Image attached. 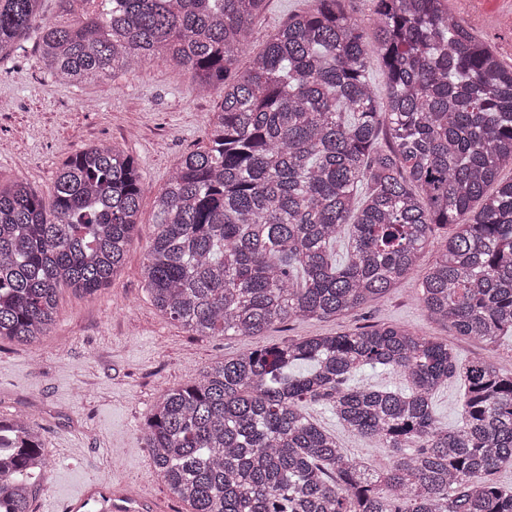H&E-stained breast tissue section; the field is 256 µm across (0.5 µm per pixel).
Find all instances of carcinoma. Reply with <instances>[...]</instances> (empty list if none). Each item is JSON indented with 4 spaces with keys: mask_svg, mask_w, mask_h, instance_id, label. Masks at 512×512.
Instances as JSON below:
<instances>
[{
    "mask_svg": "<svg viewBox=\"0 0 512 512\" xmlns=\"http://www.w3.org/2000/svg\"><path fill=\"white\" fill-rule=\"evenodd\" d=\"M0 0V53L37 34L68 83L158 54L220 111L205 145L154 193L144 263L154 306L195 336H262L276 324L349 314L413 274L428 318L482 343L462 363L404 324L290 339L225 358L164 391L143 428L157 476L190 512H512V68L448 12V0H370L373 32L346 0H307L237 70L266 0ZM377 57L386 96L371 87ZM145 182L119 149L92 146L56 172L53 194L0 186V340L32 344L55 323L62 285L94 292L122 267ZM392 370L400 390L353 383ZM456 380L462 424L435 392ZM392 454L378 470L307 415ZM51 462L25 418H0V512H33Z\"/></svg>",
    "mask_w": 512,
    "mask_h": 512,
    "instance_id": "cac0c4a2",
    "label": "carcinoma"
}]
</instances>
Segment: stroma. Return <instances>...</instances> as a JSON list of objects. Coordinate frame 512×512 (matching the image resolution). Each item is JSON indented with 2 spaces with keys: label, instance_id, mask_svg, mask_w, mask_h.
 <instances>
[{
  "label": "stroma",
  "instance_id": "stroma-1",
  "mask_svg": "<svg viewBox=\"0 0 512 512\" xmlns=\"http://www.w3.org/2000/svg\"><path fill=\"white\" fill-rule=\"evenodd\" d=\"M455 18L512 67V27L472 0H448ZM307 0H266L238 57H250ZM34 38L26 50L0 59V184L25 182L49 196L58 168L76 151L109 142L137 161L147 189L139 238L111 283L93 293L61 288L55 324L40 342L0 341V417L29 419L54 458L40 479L35 512H68L96 482L111 493L161 499L165 512H186L158 479L142 425L167 388L198 376L211 363L304 336H329L367 324L403 322L450 340L460 359L481 354L480 344L452 335L418 303L425 267L441 242L425 249L413 277L351 314L324 321H291L255 337H202L184 331L153 305L142 268L153 231L154 192L187 152L202 141L217 109V93L199 94L192 80L161 58L111 79L80 85L57 81L44 68ZM313 421L334 433L352 456L383 467L388 449L344 431L323 406Z\"/></svg>",
  "mask_w": 512,
  "mask_h": 512
}]
</instances>
